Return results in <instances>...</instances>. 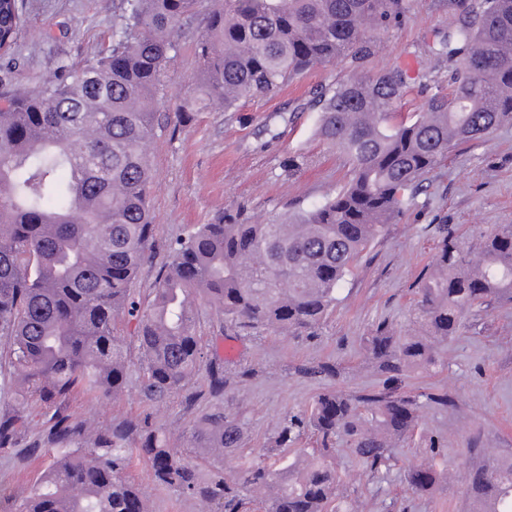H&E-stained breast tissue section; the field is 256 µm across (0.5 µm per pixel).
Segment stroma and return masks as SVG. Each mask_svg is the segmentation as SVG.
<instances>
[{
  "label": "stroma",
  "mask_w": 512,
  "mask_h": 512,
  "mask_svg": "<svg viewBox=\"0 0 512 512\" xmlns=\"http://www.w3.org/2000/svg\"><path fill=\"white\" fill-rule=\"evenodd\" d=\"M21 2L23 31L9 62L0 61V92L33 90L54 78L59 66H84L112 40L113 0ZM457 13V0H411L407 17L378 35L374 54L359 69L338 61L275 93L241 101L231 111L217 106L193 124L171 123L159 130L150 146L155 236L152 255L133 283L137 298L151 300L171 244L191 225L207 223L225 210L265 218L290 203L307 209L342 185L350 167L315 133L313 91L334 87L355 72L375 76L400 65L414 76L423 74L424 80L410 83L398 109L421 111L433 88L448 86V62L429 47ZM204 26L197 21L181 37V51L168 73L164 111H175L194 88L199 70L195 43ZM297 155L306 156L307 164L289 169V159ZM440 224L451 226L465 243L474 228L512 225V123L498 127L488 140L452 148L426 175L399 223L362 254L315 335L288 337L273 329L247 334L224 323L214 306L198 302L204 352L224 360L221 399L205 396L208 376L202 371L189 389L159 403L145 401L138 387L134 326L121 321L116 333L125 340L130 366L123 394L100 402L75 392L58 408L76 419L147 417L163 430L170 447L181 448L198 420L220 405L245 422V455L263 458L274 445L278 424L287 414L307 409L317 395L383 389L385 376L367 362L364 339L381 322L409 328L420 276L434 260ZM437 353L439 366L408 373L400 390L445 393L454 403H421L412 441L394 450L396 466L370 475L345 441L336 443L342 490L359 501L360 512H465L467 473L486 457L512 454V303L493 304L469 318L460 335L438 344ZM321 362L336 365L338 376L309 374V367ZM23 408L27 421L19 446L40 445L58 408L41 402ZM434 447L455 465V478L433 496H412L404 470L428 462ZM127 475L144 492L152 512H203L197 499L156 484L145 463L131 466Z\"/></svg>",
  "instance_id": "obj_1"
}]
</instances>
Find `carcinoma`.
<instances>
[{
  "label": "carcinoma",
  "instance_id": "cac0c4a2",
  "mask_svg": "<svg viewBox=\"0 0 512 512\" xmlns=\"http://www.w3.org/2000/svg\"><path fill=\"white\" fill-rule=\"evenodd\" d=\"M204 0H118L112 45L78 70L0 99V371L3 390L22 403L65 399L75 390L109 401L128 378L124 339L135 324L140 391L160 402L206 368L209 394H224V365L204 361L196 302L213 304L241 330L314 333L361 253L401 218L421 179L451 148L485 140L512 122V0H474L431 51L453 67L446 93L422 111H394L412 80L394 66L314 92L317 136L351 164L349 180L309 209L258 220L220 213L171 246L153 299L144 307L130 284L150 257L148 147L179 34ZM410 0H214L197 40L201 63L176 122L189 124L219 104L274 92L324 64L370 55L372 32L404 17ZM21 31L18 0H0V43ZM66 180L58 177L60 170ZM431 271L417 289L414 328L386 323L365 338L367 358L389 380L437 365L435 345L458 335L492 301L512 302V225L475 236L465 248L437 225ZM419 397L385 388L351 396L319 394L310 411L277 429L293 455L269 465L240 461L245 424L222 407L193 428L177 451L149 418L90 425L56 413L42 448L16 453L24 466L49 464L20 499L0 488V512H151L124 476L144 462L158 484L199 499L207 512H355L340 496L330 458L336 440L371 473L390 469L393 448L418 424ZM24 416L0 418V448H14ZM309 432L316 447H297ZM452 464L405 469L418 497L435 494ZM468 512H512V456H492L469 472Z\"/></svg>",
  "mask_w": 512,
  "mask_h": 512
}]
</instances>
